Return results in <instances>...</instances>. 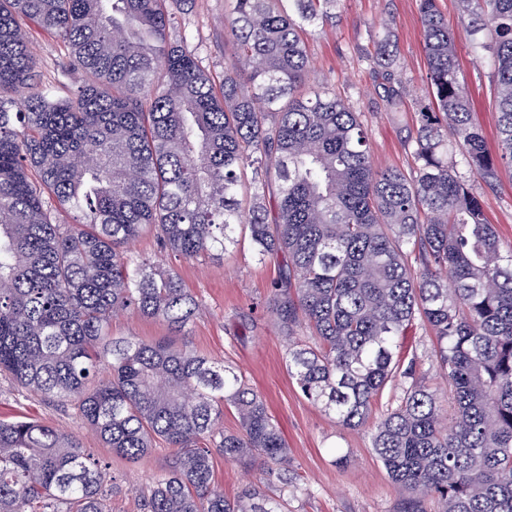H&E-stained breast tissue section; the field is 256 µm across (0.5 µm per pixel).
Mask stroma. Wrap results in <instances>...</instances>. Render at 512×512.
<instances>
[{
  "instance_id": "stroma-1",
  "label": "stroma",
  "mask_w": 512,
  "mask_h": 512,
  "mask_svg": "<svg viewBox=\"0 0 512 512\" xmlns=\"http://www.w3.org/2000/svg\"><path fill=\"white\" fill-rule=\"evenodd\" d=\"M449 26L456 29L459 76L475 102L474 121L482 128L489 149L497 147L496 114L490 69L476 62L464 33L459 30V0H440ZM397 45L404 77L413 79V103L426 95L427 60L417 0H344L335 22L316 28L308 40L310 82L326 85L346 97L362 113L371 134L372 163L376 170H408L411 158L403 137L415 125V108L407 106L401 125H392L379 104L369 65L362 58L368 32L382 33L384 20ZM191 35L189 46L212 72L224 70L231 55L224 44V0H194L184 17ZM30 48L41 83L55 94L65 95L78 77L67 69L68 50L56 36L31 28ZM473 192L484 204L503 246L512 247V170L502 167L493 185L469 178ZM133 252L173 267L186 288L202 302V312L182 334L166 325L130 314L114 317L110 333L188 345L198 352L228 362L265 398L270 413L279 421L288 441V455L310 495L292 502L293 512H394L398 495L373 454L371 428L342 429L309 402L289 377L283 360L284 341L270 315L248 310L249 302L263 300L279 273L281 260L258 259L247 245L229 249L223 259L200 262L163 253L152 233H143ZM36 420L78 435L94 457L107 460L115 489L111 512H141L140 489L153 473L164 470L173 451L160 447L142 463L132 465L113 455L94 432L75 415L73 406H56L39 394L0 375V421ZM349 453L347 465L334 462Z\"/></svg>"
}]
</instances>
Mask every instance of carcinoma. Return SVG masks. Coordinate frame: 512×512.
<instances>
[{
	"mask_svg": "<svg viewBox=\"0 0 512 512\" xmlns=\"http://www.w3.org/2000/svg\"><path fill=\"white\" fill-rule=\"evenodd\" d=\"M341 0H225L212 74L172 38L192 0H0V374L80 419L112 453L141 463L161 440L168 467L142 512H288L303 491L262 394L224 361L109 333L133 312L174 331L201 303L178 274L137 256L144 230L185 259H220L238 235L283 258L264 301L302 394L345 429L368 424L387 385L395 406L372 450L397 512H512V249L456 170L492 184L512 167V0H460L471 51L488 59L498 153L473 122L456 35L438 0H419L430 103L404 139L406 175L374 170L362 114L307 85L304 34ZM56 35L88 81L42 88L28 30ZM365 54L396 122L409 84L390 33ZM273 171L270 210L242 189ZM73 214L59 224L57 209ZM456 405L424 382L401 339L414 320ZM239 429L224 432V407ZM261 460L275 489L228 497L213 452ZM108 473L76 435L0 421V512H110Z\"/></svg>",
	"mask_w": 512,
	"mask_h": 512,
	"instance_id": "cac0c4a2",
	"label": "carcinoma"
}]
</instances>
